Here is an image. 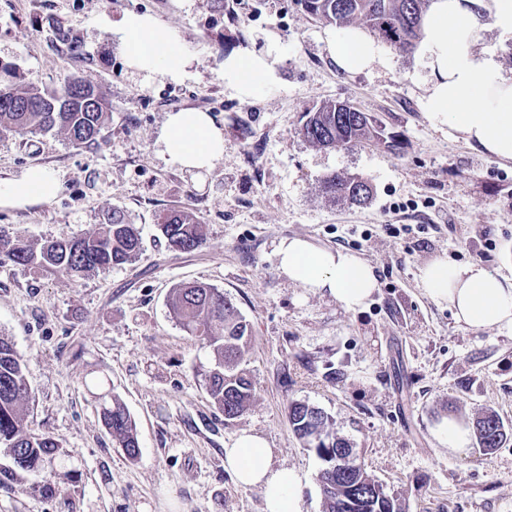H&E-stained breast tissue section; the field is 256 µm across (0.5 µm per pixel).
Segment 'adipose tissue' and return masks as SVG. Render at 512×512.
<instances>
[{
  "mask_svg": "<svg viewBox=\"0 0 512 512\" xmlns=\"http://www.w3.org/2000/svg\"><path fill=\"white\" fill-rule=\"evenodd\" d=\"M512 36V0H430L415 51L428 71L420 108L440 128L464 135L475 149L512 160V70L495 53L476 49L485 23ZM116 33L132 66L177 79L190 65L176 34L160 29L154 18L126 14ZM333 61L342 71L362 72L381 63L384 47L351 26L328 37ZM280 62L276 45L259 52L239 47L224 60V87L238 97L254 92L256 79L275 80ZM159 143L169 161L186 169L209 170L224 154V131L205 112L168 113ZM56 176L35 166L0 178V206L27 208L53 200ZM278 270L288 281L334 297L355 310L378 287L373 267L341 249L317 248L305 239H281L275 249ZM426 295L452 309L456 321L475 328L512 329V277L491 272L482 263L464 265L438 258L419 275ZM224 467L239 484L259 489L264 512H297L299 476L274 464L265 438L244 431L224 450Z\"/></svg>",
  "mask_w": 512,
  "mask_h": 512,
  "instance_id": "ef3b65f1",
  "label": "adipose tissue"
}]
</instances>
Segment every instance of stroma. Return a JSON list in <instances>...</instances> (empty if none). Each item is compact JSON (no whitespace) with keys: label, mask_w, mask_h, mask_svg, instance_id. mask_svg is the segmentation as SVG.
<instances>
[{"label":"stroma","mask_w":512,"mask_h":512,"mask_svg":"<svg viewBox=\"0 0 512 512\" xmlns=\"http://www.w3.org/2000/svg\"><path fill=\"white\" fill-rule=\"evenodd\" d=\"M128 12L178 33L191 59L181 79L130 66L114 34ZM329 29L298 0H0V63L47 89L82 78L112 106L90 148L56 132L0 134V178L42 166L61 185L49 203L0 206V230L41 243L92 230L118 209L143 241L136 262L76 281L0 265V334L26 360L27 420L72 456L48 476L12 472L0 452V512H263L259 490L224 468L225 446L245 430L299 473V512H322L320 461L288 420L295 400L332 418L406 512H512V436L486 455L475 437L454 452L437 433L451 416L472 427L488 408L512 427V330L457 323L419 280L437 258L512 272V162L428 120L415 54L391 49L385 64L348 73L328 52ZM272 39L276 81L231 95L225 57ZM325 101L373 116L398 149L313 146L299 129ZM184 109L224 129L223 156L200 176L157 145L167 113ZM333 173L368 179L370 199L331 201L321 181ZM174 208L207 228L194 252L170 250L158 229ZM292 236L366 260L379 282L367 304L349 311L281 276L275 248ZM193 281L223 290L251 330L241 366L255 397L233 420L200 375L210 349L167 306L174 286ZM93 378L134 419L138 460L105 429L86 388ZM46 479L55 495L27 494Z\"/></svg>","instance_id":"1"}]
</instances>
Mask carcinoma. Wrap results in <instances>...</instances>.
Returning a JSON list of instances; mask_svg holds the SVG:
<instances>
[{
    "mask_svg": "<svg viewBox=\"0 0 512 512\" xmlns=\"http://www.w3.org/2000/svg\"><path fill=\"white\" fill-rule=\"evenodd\" d=\"M312 17L337 26L360 22L378 40L408 53L415 47L421 20L429 0H298ZM111 105L93 85L67 78L53 91H41L19 82L9 64H0V133L17 135L57 130L76 147L94 144L108 121ZM300 134L321 148L351 146L358 143L389 140L376 120L359 110L341 112L336 103L326 102L306 113ZM325 194L334 200L362 203L369 198L371 186L363 177H342L333 173L322 181ZM159 230L169 249L183 253L197 250L205 240V225L185 209H173L163 217ZM142 250L136 226L119 210H112L103 224L69 238L47 240L35 246L19 236L0 233V264L51 271L70 280L104 272L115 265L131 263ZM170 313L185 331L200 338L212 351L204 375L212 403L227 420L240 416L254 397L251 379L239 362L249 340L246 320L235 312L224 291L201 282L183 283L172 289ZM97 401L101 419L112 438L124 448L132 461L140 455L136 425L123 404L111 395L104 380L94 378L86 384ZM30 391L23 355L8 338L0 336V450L19 470L30 472L45 463L61 461L68 454L49 435L35 433L25 422ZM289 421L305 446L316 448L321 462L319 482L323 512H405L400 498L387 489L367 468L355 459L338 463L326 471L329 461L321 451L346 447L336 437L332 419L322 409L302 401L288 407ZM479 447L490 454L501 447L505 425L499 413L486 410L474 422Z\"/></svg>",
    "mask_w": 512,
    "mask_h": 512,
    "instance_id": "obj_1",
    "label": "carcinoma"
}]
</instances>
